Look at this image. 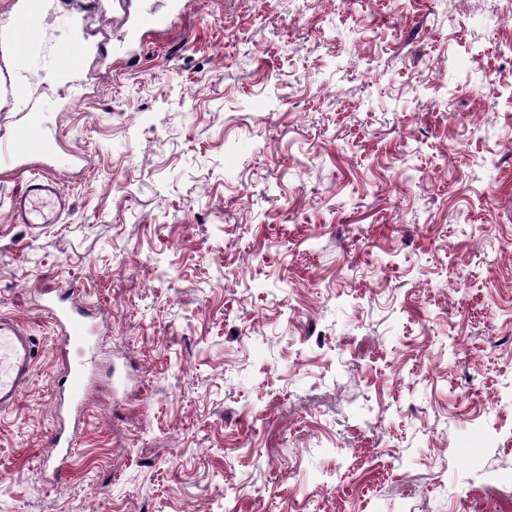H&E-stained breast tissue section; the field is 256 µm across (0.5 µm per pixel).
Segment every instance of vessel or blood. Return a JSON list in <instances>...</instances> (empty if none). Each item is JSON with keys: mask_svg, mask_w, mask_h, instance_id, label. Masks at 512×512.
<instances>
[{"mask_svg": "<svg viewBox=\"0 0 512 512\" xmlns=\"http://www.w3.org/2000/svg\"><path fill=\"white\" fill-rule=\"evenodd\" d=\"M14 12L0 24V107L21 114L7 142L0 144V166L16 168L27 158L45 159L55 147L42 131L37 111L36 79L27 68L28 59L44 47L42 31L47 22L48 0H13ZM85 49H63L57 53L52 73L55 81L69 84L80 75ZM70 208L53 175L44 168L29 170L15 193L11 212L18 224H56ZM39 307L47 314L64 348L83 344L95 336L97 325L90 309L63 295H48ZM35 345L29 330L17 319L0 314V411L16 407L34 371ZM91 374L69 367L59 380L54 409L56 427L51 449L40 460L39 472L54 476L68 469L75 458V436L88 413L86 393Z\"/></svg>", "mask_w": 512, "mask_h": 512, "instance_id": "obj_1", "label": "vessel or blood"}]
</instances>
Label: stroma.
I'll return each mask as SVG.
<instances>
[{"label":"stroma","instance_id":"35a3bbf8","mask_svg":"<svg viewBox=\"0 0 512 512\" xmlns=\"http://www.w3.org/2000/svg\"><path fill=\"white\" fill-rule=\"evenodd\" d=\"M51 0L57 224L13 223L0 312L33 378L0 512H512V0ZM108 325L56 481L67 361L38 297ZM85 54L86 50L83 48L58 51L56 67L51 77L59 83L74 82L83 69Z\"/></svg>","mask_w":512,"mask_h":512}]
</instances>
